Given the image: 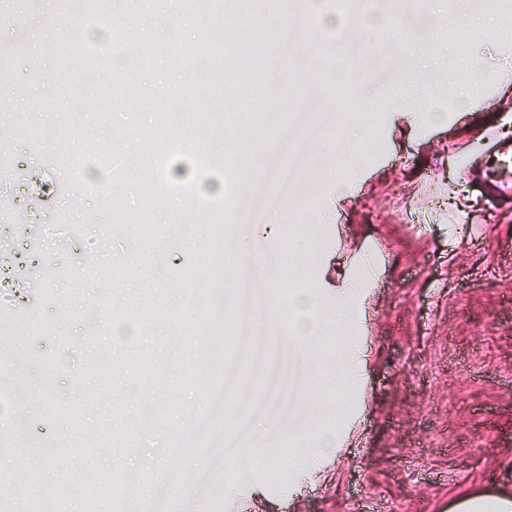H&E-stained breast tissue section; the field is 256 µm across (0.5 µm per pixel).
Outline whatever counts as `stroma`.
Masks as SVG:
<instances>
[{"instance_id":"stroma-1","label":"stroma","mask_w":512,"mask_h":512,"mask_svg":"<svg viewBox=\"0 0 512 512\" xmlns=\"http://www.w3.org/2000/svg\"><path fill=\"white\" fill-rule=\"evenodd\" d=\"M134 9L122 25L149 60L125 66L124 81L137 91L128 100L122 83L97 74L114 55L95 15L81 10L60 25L52 20L57 0H0V383L12 387L5 407L20 425L0 434V473L37 477L23 494L0 492V512H31L40 485L58 476L67 486L60 512H83L89 487L128 471L148 475L153 512L174 507V476L189 488L179 512H448L458 492L512 490V184L489 174L512 146L487 138L512 127V0L495 17L509 34L499 83L474 78L464 58L467 29L483 18L458 0L441 11L426 0L365 38L360 7L335 25L321 15L304 30L266 0L249 12L270 33L296 30L297 85L319 77L311 58H336L333 32L357 42L355 110L319 114L333 134L303 151L293 182L305 192L270 209L253 175L225 169L229 138L200 139L189 128L194 111L224 106L221 85L199 70L204 61L224 65L213 52L220 16L200 0H169L163 10L134 0ZM374 44L387 47L386 62L371 55ZM67 67L94 74L93 87L73 93L60 80ZM463 92L475 112L452 107ZM418 96L433 101L440 122L404 126L401 114ZM162 100L169 109L159 108ZM259 106L286 113L288 123L255 136L254 148L293 152V127L308 113L275 90ZM352 126L368 140H345ZM194 143L217 162L212 180L234 184L233 196L206 192L194 202L156 182L154 156L171 155L174 182ZM64 147L82 159L91 187L78 199L63 189L71 178L58 162ZM100 151L122 164L120 181L101 177L92 162ZM340 180L350 185L342 205ZM217 201L230 227L219 251L205 243ZM267 220L287 234L265 236L259 225ZM237 246L258 276L225 269V252ZM341 258L349 280L377 273L367 316L340 328L307 308L316 336L313 351L303 350L278 310L296 291L319 294ZM189 266L219 269L214 309L228 301L252 308L288 372L283 386L252 362L228 361L230 396H247L208 433L209 445L225 447V470L204 496L191 486L209 461L185 456L181 445L208 400L188 356L194 339L183 331L203 303L181 286ZM147 303L155 319L142 333L135 317ZM347 336L370 349L364 385L350 394L361 436L328 470L313 471L326 448L286 432L321 420L320 383L335 375ZM143 358L159 379L138 375Z\"/></svg>"}]
</instances>
